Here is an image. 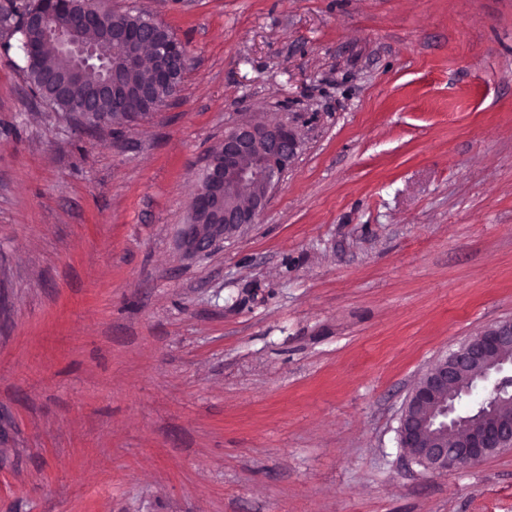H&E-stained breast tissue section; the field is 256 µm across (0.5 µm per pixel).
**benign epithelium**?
Segmentation results:
<instances>
[{"instance_id": "obj_1", "label": "benign epithelium", "mask_w": 512, "mask_h": 512, "mask_svg": "<svg viewBox=\"0 0 512 512\" xmlns=\"http://www.w3.org/2000/svg\"><path fill=\"white\" fill-rule=\"evenodd\" d=\"M73 0H41V8L16 18V23L42 38L54 39L72 59L66 74L69 91L77 94L73 114L80 121L97 108L103 96L112 98L114 115L134 126L155 114L167 100L156 97L162 88L181 90L187 55L169 36L161 39L159 24L112 28L113 54H102L97 34L108 10L99 0H84L68 11L67 22L51 24L58 10ZM30 66H43L42 43H23ZM150 68L147 83L133 80L140 67ZM299 148L296 130L288 123L242 122L224 133L210 153L205 179L191 204V224H206L229 237L256 223L272 190L292 164ZM214 234L187 235V253L210 250ZM512 379V320L488 327L469 338L448 357L434 363L409 394L398 428L400 446L428 471L453 472L485 457L512 450V416L493 403L474 419L460 416L458 395L471 392L473 383L499 390Z\"/></svg>"}]
</instances>
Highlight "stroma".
<instances>
[{"mask_svg":"<svg viewBox=\"0 0 512 512\" xmlns=\"http://www.w3.org/2000/svg\"><path fill=\"white\" fill-rule=\"evenodd\" d=\"M191 58L94 134L0 51V512H512V452L407 461L404 403L512 320V0H107ZM298 155L181 245L225 131Z\"/></svg>","mask_w":512,"mask_h":512,"instance_id":"obj_1","label":"stroma"}]
</instances>
